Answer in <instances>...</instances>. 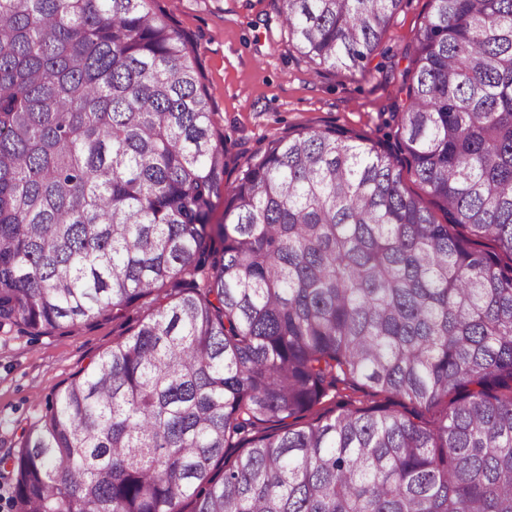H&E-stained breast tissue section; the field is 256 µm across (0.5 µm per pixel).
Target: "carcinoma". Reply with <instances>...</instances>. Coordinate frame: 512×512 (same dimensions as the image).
Returning a JSON list of instances; mask_svg holds the SVG:
<instances>
[{
	"instance_id": "carcinoma-1",
	"label": "carcinoma",
	"mask_w": 512,
	"mask_h": 512,
	"mask_svg": "<svg viewBox=\"0 0 512 512\" xmlns=\"http://www.w3.org/2000/svg\"><path fill=\"white\" fill-rule=\"evenodd\" d=\"M149 2L0 0V329L175 290L0 457L12 512H512V0H431L405 55L400 150L444 224L336 129L224 184L211 96ZM401 3L280 13L309 62L363 72ZM340 374L450 403L326 418Z\"/></svg>"
}]
</instances>
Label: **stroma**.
Returning a JSON list of instances; mask_svg holds the SVG:
<instances>
[{"instance_id": "stroma-1", "label": "stroma", "mask_w": 512, "mask_h": 512, "mask_svg": "<svg viewBox=\"0 0 512 512\" xmlns=\"http://www.w3.org/2000/svg\"><path fill=\"white\" fill-rule=\"evenodd\" d=\"M277 0H151L152 10L184 35L211 98L224 142L225 182H233L274 137L300 128H339L395 149V90L404 54L429 0H404L380 48L391 77L316 70L288 41ZM145 314L128 308L75 326L33 334L0 331V456L15 451L23 427L79 370L129 336Z\"/></svg>"}]
</instances>
